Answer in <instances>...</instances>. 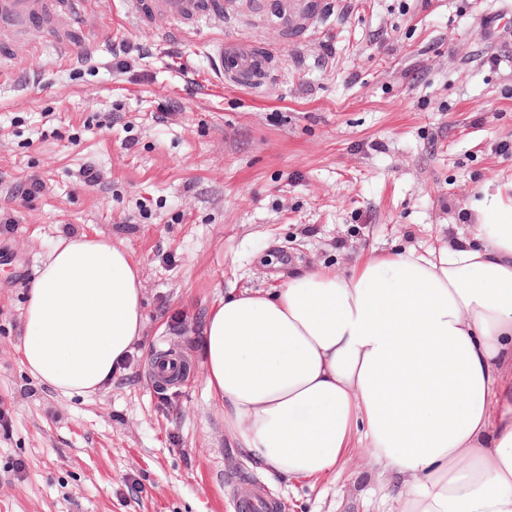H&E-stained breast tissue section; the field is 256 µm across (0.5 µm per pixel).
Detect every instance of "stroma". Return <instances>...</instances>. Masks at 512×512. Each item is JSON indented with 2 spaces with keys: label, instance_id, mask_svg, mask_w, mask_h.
I'll return each instance as SVG.
<instances>
[{
  "label": "stroma",
  "instance_id": "stroma-1",
  "mask_svg": "<svg viewBox=\"0 0 512 512\" xmlns=\"http://www.w3.org/2000/svg\"><path fill=\"white\" fill-rule=\"evenodd\" d=\"M494 15L511 28L496 40L479 24ZM242 31L279 53L265 90L215 77L208 46L231 30L170 42L131 28L122 0H95L75 32L91 52L64 61L47 40L0 73V512H232L235 475L282 512H397L368 449L280 482L232 448L199 330L230 291L468 237L471 197L512 180V0H329L301 39L270 17ZM81 233L140 262L146 330L110 386L69 399L17 346L37 267ZM168 348L184 384L149 377Z\"/></svg>",
  "mask_w": 512,
  "mask_h": 512
}]
</instances>
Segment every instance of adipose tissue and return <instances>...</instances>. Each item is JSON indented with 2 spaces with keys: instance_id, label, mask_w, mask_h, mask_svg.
I'll use <instances>...</instances> for the list:
<instances>
[{
  "instance_id": "ef3b65f1",
  "label": "adipose tissue",
  "mask_w": 512,
  "mask_h": 512,
  "mask_svg": "<svg viewBox=\"0 0 512 512\" xmlns=\"http://www.w3.org/2000/svg\"><path fill=\"white\" fill-rule=\"evenodd\" d=\"M471 236L218 298L201 329L224 432L281 479L335 472L356 437L399 512H512V182ZM139 262L85 233L36 271L18 352L57 394L109 386L145 332Z\"/></svg>"
}]
</instances>
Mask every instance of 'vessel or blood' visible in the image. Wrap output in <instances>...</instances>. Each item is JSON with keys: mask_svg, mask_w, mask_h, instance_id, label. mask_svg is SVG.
<instances>
[{"mask_svg": "<svg viewBox=\"0 0 512 512\" xmlns=\"http://www.w3.org/2000/svg\"><path fill=\"white\" fill-rule=\"evenodd\" d=\"M126 11L139 28L162 22L161 32L169 39H181L209 25H239L236 9L228 0H123ZM92 0H0V66L13 65L16 57L10 44L19 38L28 45L39 43L45 31L56 27L63 34L55 41L58 53L69 55L77 46L68 38L87 17ZM325 0H275L272 14L288 32L301 28L311 14H322ZM275 51L250 36H236L217 42L211 56L219 79H227L250 88L269 86L273 78ZM234 512H281L278 498L267 493L253 480L232 483Z\"/></svg>", "mask_w": 512, "mask_h": 512, "instance_id": "b4317fda", "label": "vessel or blood"}]
</instances>
